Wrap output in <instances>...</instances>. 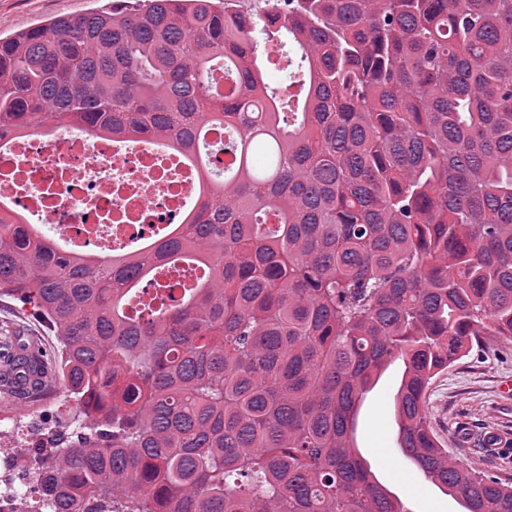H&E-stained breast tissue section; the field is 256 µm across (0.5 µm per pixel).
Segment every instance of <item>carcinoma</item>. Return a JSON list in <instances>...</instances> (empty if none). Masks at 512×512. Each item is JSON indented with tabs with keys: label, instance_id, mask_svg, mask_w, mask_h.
<instances>
[{
	"label": "carcinoma",
	"instance_id": "cac0c4a2",
	"mask_svg": "<svg viewBox=\"0 0 512 512\" xmlns=\"http://www.w3.org/2000/svg\"><path fill=\"white\" fill-rule=\"evenodd\" d=\"M63 123L163 146L198 193L110 256L0 201V297L57 339L0 337V388L21 364L81 422L32 469L51 512H407L354 437L396 361L409 465L512 512L424 409L512 339V0H111L0 38V150Z\"/></svg>",
	"mask_w": 512,
	"mask_h": 512
}]
</instances>
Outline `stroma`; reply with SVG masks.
I'll return each instance as SVG.
<instances>
[{
  "label": "stroma",
  "mask_w": 512,
  "mask_h": 512,
  "mask_svg": "<svg viewBox=\"0 0 512 512\" xmlns=\"http://www.w3.org/2000/svg\"><path fill=\"white\" fill-rule=\"evenodd\" d=\"M106 2L0 0V34L8 36L60 15H82ZM4 331L26 336L45 350L56 342L30 307L7 297L0 298V333ZM401 376V365L392 364L366 395L357 416V446L379 480L404 499L409 512H463L457 500L412 470L397 449L392 399ZM507 378L512 379V340L490 339L434 380L425 411L451 458L512 479V449L490 454L464 436L468 427L512 435V396H503L500 390ZM74 406V400L58 385L38 398L0 391V431L11 429L19 437L39 443V430L71 417Z\"/></svg>",
  "instance_id": "stroma-1"
}]
</instances>
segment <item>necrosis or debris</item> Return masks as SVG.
<instances>
[{
  "instance_id": "1",
  "label": "necrosis or debris",
  "mask_w": 512,
  "mask_h": 512,
  "mask_svg": "<svg viewBox=\"0 0 512 512\" xmlns=\"http://www.w3.org/2000/svg\"><path fill=\"white\" fill-rule=\"evenodd\" d=\"M197 188L190 171L150 146L121 149L88 132L38 134L0 154V198L54 235L102 253L147 225L177 222Z\"/></svg>"
}]
</instances>
